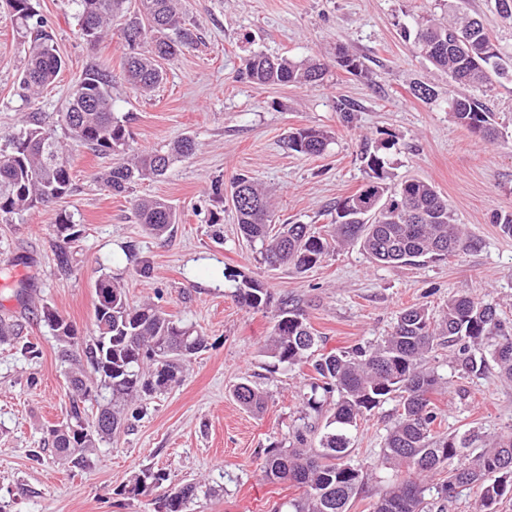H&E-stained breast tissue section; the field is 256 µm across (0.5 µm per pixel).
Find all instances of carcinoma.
<instances>
[{
	"mask_svg": "<svg viewBox=\"0 0 512 512\" xmlns=\"http://www.w3.org/2000/svg\"><path fill=\"white\" fill-rule=\"evenodd\" d=\"M3 2L27 38L20 88L37 94L55 82L65 62L32 0ZM72 2L77 8L78 36L91 50L97 49L112 23L122 22L128 49L122 68L127 80L144 93L163 81L160 61L198 42L176 0ZM448 10L453 12L450 20L414 19L406 30L412 50L447 73L450 87L480 89L512 75V52L494 43L481 20L458 11L454 0H448ZM336 63L354 76L365 72L361 58L347 50L339 52ZM326 73V64L316 59L262 53L249 57L242 71L255 84L302 87L321 85ZM111 87L112 71L89 66L59 112L58 123L72 143L112 157V168L101 180L108 191L119 194L135 181L164 175L174 161L192 154L195 142L184 137L166 151L128 156L132 132L126 121L115 116ZM448 109L457 125L483 141L494 139L491 113L479 98L450 90ZM329 141L328 131L315 128L298 129L284 138L288 150L301 155H318ZM393 146L388 140L364 143V182L336 203V218L327 235L312 232L306 224L273 223L272 204L264 191L248 175H234L232 199L240 232L266 263L299 272L321 264L331 249L349 244L385 264L418 265L466 254L473 242L455 223L448 199L435 186L417 178L388 182L387 150ZM71 181L62 143L39 120H31L8 149L0 150V218L50 206L69 193ZM135 210L139 223L151 234L161 235L176 223L172 206L161 198L141 199ZM224 277L238 281L234 297L240 304L257 311L268 309V293L258 283L234 272L226 271ZM95 292L96 332L88 338L78 336L55 311L43 310L74 392L67 429H48L47 442L75 469L86 467L88 449L141 417L142 401L179 385L186 363L206 348L204 336L158 305H130L124 288L112 279L97 280ZM274 320L265 353L290 370L309 367L313 383L303 394L304 415L325 417L318 447L311 443L315 429L305 424L293 431L288 445L263 449L265 479L302 489L288 502L289 512H347L364 485L362 467L349 459L351 433L358 420L394 398L400 413L387 429L381 452L396 478L373 512H425L427 481L436 474L441 482L435 490L445 500L454 498L462 487H478L475 512H498L502 500L512 496V437L487 440L474 448L471 435L439 434L433 395L446 381L425 365L438 349L448 347L460 376L480 377L492 362L502 377L512 380V322L503 319L493 304L454 295L437 321L427 307L410 306L381 341L320 354L318 336L301 309L285 302ZM85 363L94 375H86ZM104 390L110 398L98 405L91 419L86 404L98 401ZM232 395L247 411L261 413L265 408V396L247 381L235 385ZM164 481L165 474L146 468L122 492L148 494ZM196 492L194 484L164 491L158 495V512H188Z\"/></svg>",
	"mask_w": 512,
	"mask_h": 512,
	"instance_id": "carcinoma-1",
	"label": "carcinoma"
}]
</instances>
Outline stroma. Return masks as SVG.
<instances>
[{"instance_id": "stroma-1", "label": "stroma", "mask_w": 512, "mask_h": 512, "mask_svg": "<svg viewBox=\"0 0 512 512\" xmlns=\"http://www.w3.org/2000/svg\"><path fill=\"white\" fill-rule=\"evenodd\" d=\"M447 2L180 0L199 42L163 61V83L144 95L123 78L119 29L88 50L76 35L71 0H33L66 66L53 87L29 99L19 88L23 33L0 17V148L32 116L64 137L57 112L93 63L112 71L115 112L128 120L132 152L163 150L183 136L197 144L163 176L121 195L98 182L111 159L72 148L70 193L0 220V320L24 328L22 337L0 339V512H157L155 495L121 492L145 468L166 473L173 487L197 484L189 512H273L300 496L291 484L265 480L261 462L263 448L287 442L298 425L307 379L266 356L273 316L238 303L225 269L258 282L272 302L298 301L326 352L386 336L413 304L440 315L449 297L461 293L496 304L512 320V237L493 222L494 213L512 212V80L478 92L499 130L495 142H482L450 120L447 74L413 54L404 37L414 18L445 16ZM342 47L361 57L367 75L336 65ZM255 53L319 58L330 68L318 87L260 86L239 76ZM418 83L431 86L435 99L415 97ZM339 96L355 105L352 127L334 110ZM311 127L332 133L323 154L304 156L284 146L288 131ZM364 137L394 139L393 180L414 176L434 185L475 249L416 266L374 263L356 245L304 272L262 263L239 231L231 177L246 173L258 181L275 202V223L306 224L322 234L337 201L364 181ZM218 181L225 184L219 197ZM141 197L165 199L175 210L165 234H149L138 223L134 202ZM62 213L79 232L66 272L55 261ZM144 265L149 275H141ZM103 275L121 282L130 305L161 306L206 336L207 346L193 356L180 386L148 400L133 429L100 443L90 465L75 470L44 448L47 427L66 420L70 389L43 311L52 309L81 336L92 335L95 283ZM27 341L37 344V357L23 354ZM434 367L448 380L434 397L441 432L474 429L487 438L512 432V381L493 368L459 377L445 349ZM244 379L267 393L263 414L248 413L233 399L232 385ZM396 415V402L387 401L352 432V458L363 466L365 483L349 512H372L393 479L380 450Z\"/></svg>"}]
</instances>
